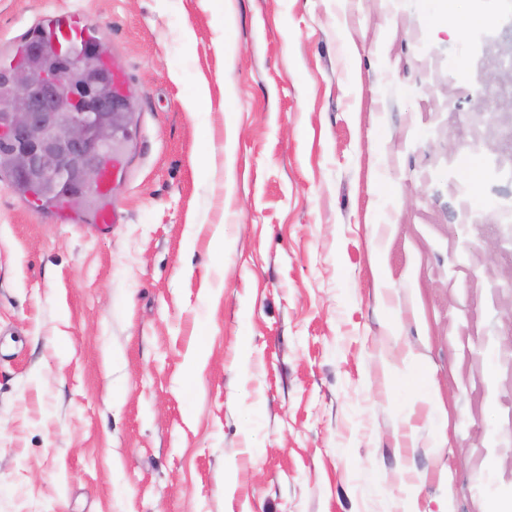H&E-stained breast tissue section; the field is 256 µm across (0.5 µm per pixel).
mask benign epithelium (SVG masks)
<instances>
[{"label": "benign epithelium", "instance_id": "benign-epithelium-1", "mask_svg": "<svg viewBox=\"0 0 512 512\" xmlns=\"http://www.w3.org/2000/svg\"><path fill=\"white\" fill-rule=\"evenodd\" d=\"M9 113L0 146L12 151L15 175L53 186L73 198L94 189L103 154L129 122L127 97L101 57L76 58L66 45L49 58L34 46L12 71V88L0 100Z\"/></svg>", "mask_w": 512, "mask_h": 512}]
</instances>
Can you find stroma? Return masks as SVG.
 Here are the masks:
<instances>
[{"instance_id":"35a3bbf8","label":"stroma","mask_w":512,"mask_h":512,"mask_svg":"<svg viewBox=\"0 0 512 512\" xmlns=\"http://www.w3.org/2000/svg\"><path fill=\"white\" fill-rule=\"evenodd\" d=\"M58 8L129 138L106 228L0 172V512L512 495V0H0V62ZM33 25L42 38H60L69 46L83 47L98 42L96 32L80 11L71 9L48 11L42 14ZM97 47V44L89 45L78 53L86 54L89 51H95Z\"/></svg>"}]
</instances>
